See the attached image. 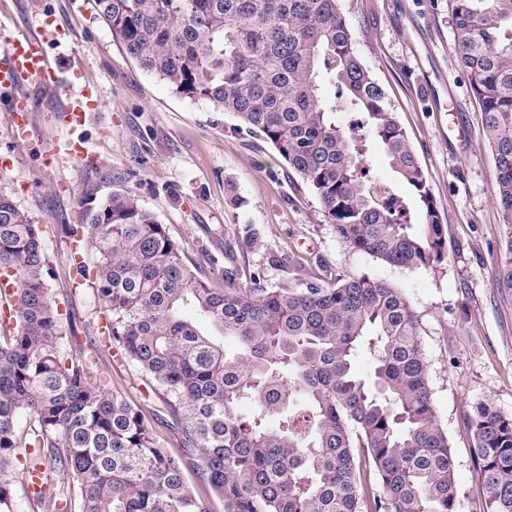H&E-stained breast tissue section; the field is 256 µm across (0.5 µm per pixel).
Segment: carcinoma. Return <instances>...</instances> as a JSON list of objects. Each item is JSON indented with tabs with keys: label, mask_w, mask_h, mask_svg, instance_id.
<instances>
[{
	"label": "carcinoma",
	"mask_w": 512,
	"mask_h": 512,
	"mask_svg": "<svg viewBox=\"0 0 512 512\" xmlns=\"http://www.w3.org/2000/svg\"><path fill=\"white\" fill-rule=\"evenodd\" d=\"M127 55L173 91L232 113L318 198L337 238L392 266L431 267L447 227L391 109L361 61L339 0H91ZM455 51L485 114L495 195L512 224V0H453ZM330 83L335 94L324 93ZM356 115L336 123L339 104ZM400 187H373L366 145ZM73 283L104 330L61 326L43 232L0 193V279L17 285L0 325V512H454V451L428 381L419 319L395 285L365 274L304 288H215L135 196L115 192L62 224ZM230 339L235 348H224ZM108 341L162 395L172 452L109 388ZM373 352L370 374L355 358ZM248 403L253 412L239 407ZM466 430L487 512H512V416L480 402ZM374 473L380 492H369Z\"/></svg>",
	"instance_id": "cac0c4a2"
}]
</instances>
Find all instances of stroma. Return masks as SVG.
I'll use <instances>...</instances> for the list:
<instances>
[{
    "instance_id": "35a3bbf8",
    "label": "stroma",
    "mask_w": 512,
    "mask_h": 512,
    "mask_svg": "<svg viewBox=\"0 0 512 512\" xmlns=\"http://www.w3.org/2000/svg\"><path fill=\"white\" fill-rule=\"evenodd\" d=\"M355 48L384 88L448 226L447 256L429 268L391 266L342 243L320 203L274 147L235 116L175 93L144 72L113 39L90 0H0V29H35L49 20L65 39L49 43L60 77L74 90L101 92L93 118L77 131L45 120L56 106L38 99L31 137L0 135V193L40 227L58 278L52 288L78 327L102 321L92 290L74 287L71 252L56 228L78 224L85 209L127 191L165 224L186 255L215 277L302 288L366 274L401 288L421 320L420 338L439 422L455 455V512H483L478 465L466 432L473 405L489 401L512 416V283L500 269L512 228L495 197V167L484 114L454 50L451 0H340ZM455 95L459 116L431 109L430 95ZM472 135L461 149L454 119ZM80 142L87 158L41 154L55 138ZM238 204H230L231 196ZM258 238L240 248L246 232ZM111 386L143 410L165 408L132 362L102 343Z\"/></svg>"
}]
</instances>
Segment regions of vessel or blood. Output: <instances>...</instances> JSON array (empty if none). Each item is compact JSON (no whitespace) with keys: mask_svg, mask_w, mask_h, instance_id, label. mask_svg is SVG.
<instances>
[{"mask_svg":"<svg viewBox=\"0 0 512 512\" xmlns=\"http://www.w3.org/2000/svg\"><path fill=\"white\" fill-rule=\"evenodd\" d=\"M61 36L60 30L45 27L32 35L0 36V90L13 98V108L5 125V135L10 140L28 138L37 90L49 89L58 94L56 118L61 125L82 126L93 110L92 90L76 92L62 84L44 49L46 42ZM25 81L34 84V91L21 90L20 85Z\"/></svg>","mask_w":512,"mask_h":512,"instance_id":"b4317fda","label":"vessel or blood"}]
</instances>
